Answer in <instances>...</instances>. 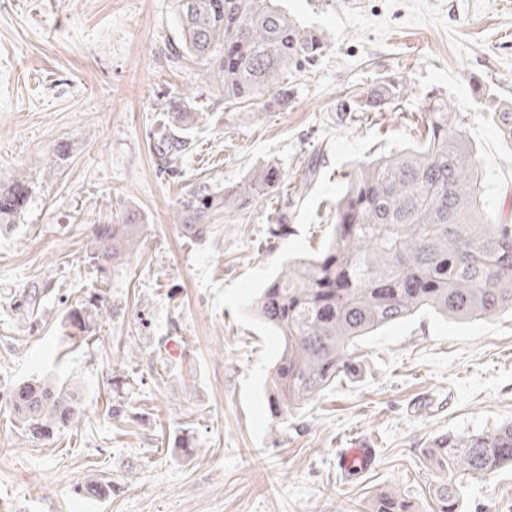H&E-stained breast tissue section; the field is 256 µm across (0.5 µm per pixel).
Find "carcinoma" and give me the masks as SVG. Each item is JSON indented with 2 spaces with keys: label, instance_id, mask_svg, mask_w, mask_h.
Listing matches in <instances>:
<instances>
[{
  "label": "carcinoma",
  "instance_id": "obj_1",
  "mask_svg": "<svg viewBox=\"0 0 512 512\" xmlns=\"http://www.w3.org/2000/svg\"><path fill=\"white\" fill-rule=\"evenodd\" d=\"M181 47L207 65L224 102L254 104L275 90L290 97L288 72L318 60L322 34L301 28L279 0H175ZM387 85L354 101L357 112L394 107ZM484 113L512 143V102L484 91ZM169 119L195 123L184 97L170 100ZM472 116L448 99L430 101L421 116L423 144L362 162L345 175L335 226L323 249L293 257L262 288L254 314L275 332L279 353L270 372V408L284 420L353 369L366 337L421 313L457 319L512 312V221L484 209L485 179L469 139ZM282 173L267 162L243 183L181 203L189 236L212 232L209 214L275 191ZM29 199L26 181L0 186V224H14ZM138 224H100L90 259L110 264L130 252ZM14 419L33 439L54 436L81 414L74 384L29 379L11 393ZM435 476V512H459L463 483L512 467V421L478 433L448 432L424 449ZM368 512H414L397 488L371 499Z\"/></svg>",
  "mask_w": 512,
  "mask_h": 512
}]
</instances>
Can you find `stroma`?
Wrapping results in <instances>:
<instances>
[{
    "instance_id": "1",
    "label": "stroma",
    "mask_w": 512,
    "mask_h": 512,
    "mask_svg": "<svg viewBox=\"0 0 512 512\" xmlns=\"http://www.w3.org/2000/svg\"><path fill=\"white\" fill-rule=\"evenodd\" d=\"M280 2L327 47L291 76L287 103L269 94L238 109L178 54L173 0H0V183L31 191L0 226V512H364L388 486L433 512L429 440L512 420L510 313L388 326L351 373L273 420L279 341L251 304L287 257L327 242L345 173L417 139L414 117L437 95L472 115L488 213L512 188V144L476 93L512 100V0ZM387 82L401 89L393 110L338 111ZM176 96L197 120L167 162L157 145L175 134ZM268 161L283 193L211 215L208 238L185 236L186 195ZM129 215L139 248L91 262L94 225ZM278 222L286 236L270 235ZM79 304L81 330L67 318ZM173 341L181 356L161 362ZM40 377L79 384L83 412L36 440L15 425L9 391ZM358 442L374 464L349 477L338 455ZM95 482L103 497L84 493ZM463 508L512 512V470L467 481Z\"/></svg>"
}]
</instances>
